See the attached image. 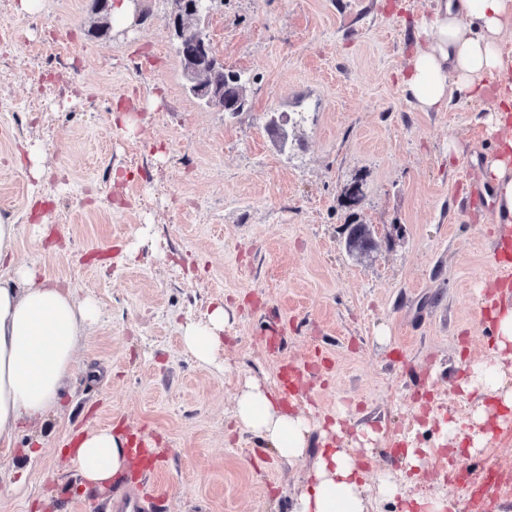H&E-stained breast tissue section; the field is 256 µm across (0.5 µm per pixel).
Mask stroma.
Segmentation results:
<instances>
[{
	"label": "stroma",
	"mask_w": 512,
	"mask_h": 512,
	"mask_svg": "<svg viewBox=\"0 0 512 512\" xmlns=\"http://www.w3.org/2000/svg\"><path fill=\"white\" fill-rule=\"evenodd\" d=\"M17 2L0 0V220L18 226L15 263L100 317L59 402L0 443V512H111L62 450L111 426L167 449L123 481L161 488V512H292L321 430L288 462L233 423L246 381L276 389L292 368L297 409L340 416L337 446L366 457L375 512H401L377 497L386 474L470 512L455 466L498 469L494 512H512V418L477 425L482 393L462 389L494 357L512 390L486 305L512 223L469 199L503 134L491 100L424 112L400 82L437 0H215L205 31L245 78L233 115L189 93L173 0H144V21L105 37L92 0ZM351 223L371 226L369 253L348 250ZM218 303L220 361L205 364L182 329ZM449 420L469 429L451 463L436 453ZM405 439L418 467L389 461Z\"/></svg>",
	"instance_id": "obj_1"
}]
</instances>
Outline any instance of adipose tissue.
Listing matches in <instances>:
<instances>
[{
    "instance_id": "obj_1",
    "label": "adipose tissue",
    "mask_w": 512,
    "mask_h": 512,
    "mask_svg": "<svg viewBox=\"0 0 512 512\" xmlns=\"http://www.w3.org/2000/svg\"><path fill=\"white\" fill-rule=\"evenodd\" d=\"M510 26L512 0H438L434 18L418 29L427 45L412 56L403 77L418 106L437 112L458 91L479 99L494 85L498 97L490 121L497 129L511 125L512 55L500 44L501 32ZM487 168L497 213L512 216V138L502 140ZM98 316L94 302H75L68 291L39 280L34 268L19 266L9 279H0V440L58 402L79 338ZM226 317L219 303L206 322L184 327V344L200 361H215ZM234 413L238 424L267 442L277 457L292 462L305 456L312 423L304 413L289 411L273 391L246 385ZM127 444L112 429L89 431L78 440L71 463L85 482L105 486L130 469ZM364 476L353 449H321L294 512H371Z\"/></svg>"
}]
</instances>
